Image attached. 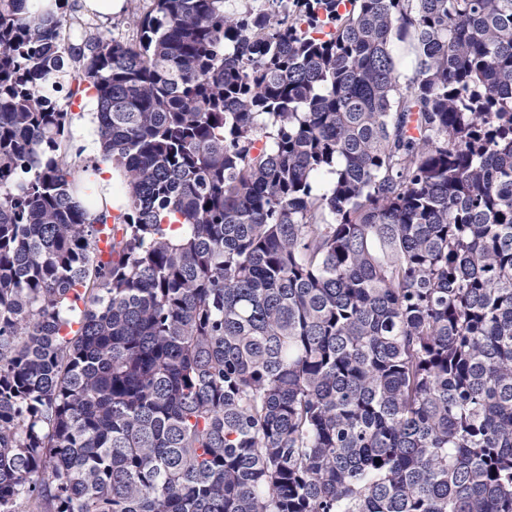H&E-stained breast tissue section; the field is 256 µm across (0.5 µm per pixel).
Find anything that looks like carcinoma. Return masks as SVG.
Returning a JSON list of instances; mask_svg holds the SVG:
<instances>
[{
  "label": "carcinoma",
  "mask_w": 512,
  "mask_h": 512,
  "mask_svg": "<svg viewBox=\"0 0 512 512\" xmlns=\"http://www.w3.org/2000/svg\"><path fill=\"white\" fill-rule=\"evenodd\" d=\"M152 2L0 0V512H512V0ZM121 0H80V5L82 7V11L87 7L89 9H93L101 13L103 16H112L111 19H98L97 24L100 31H103L106 34H113L114 36L123 37L124 39H131L134 33V29L132 26L127 24H121L115 26L116 23L120 22V20L124 16V11H118L114 15L112 12L115 11L117 7H119V3ZM115 23V24H113ZM68 109L75 114L81 113V116L76 115L74 117L71 125L73 143L76 145L78 142H81L87 149L86 154L97 156V146L94 143L95 136L93 134L96 120L95 104L88 110V112H94L93 114L85 113L84 109L79 108L77 105H71ZM88 115H91V119L87 118Z\"/></svg>",
  "instance_id": "obj_1"
}]
</instances>
